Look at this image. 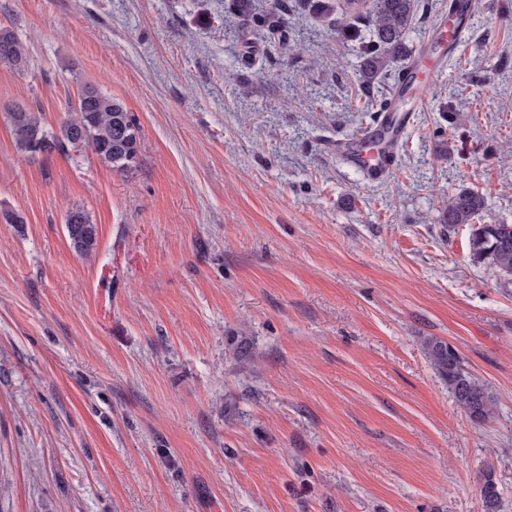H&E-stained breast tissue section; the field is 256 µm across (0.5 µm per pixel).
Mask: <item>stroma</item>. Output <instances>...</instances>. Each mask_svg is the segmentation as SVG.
I'll use <instances>...</instances> for the list:
<instances>
[{
	"mask_svg": "<svg viewBox=\"0 0 512 512\" xmlns=\"http://www.w3.org/2000/svg\"><path fill=\"white\" fill-rule=\"evenodd\" d=\"M472 2L371 182L336 153L396 76L359 80L368 6L285 0V57L233 0H0L28 53L0 64V512H485L486 471L512 512V277L440 222L472 189L475 224H512V0ZM417 4L413 51L448 18ZM87 85L139 124L134 173L17 152L8 109L55 129ZM485 208L483 195L468 189H462L456 194L446 197L442 213L441 224L448 227L457 224H470L475 216ZM65 229L74 253L81 258L92 257L98 248V227L89 212L71 209L65 216ZM427 354L440 376L448 383L456 402L476 422L482 423L492 414L493 401L487 389L462 368L456 349L440 339L425 343Z\"/></svg>",
	"mask_w": 512,
	"mask_h": 512,
	"instance_id": "stroma-1",
	"label": "stroma"
}]
</instances>
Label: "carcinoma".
I'll return each instance as SVG.
<instances>
[{
    "instance_id": "carcinoma-1",
    "label": "carcinoma",
    "mask_w": 512,
    "mask_h": 512,
    "mask_svg": "<svg viewBox=\"0 0 512 512\" xmlns=\"http://www.w3.org/2000/svg\"><path fill=\"white\" fill-rule=\"evenodd\" d=\"M245 24L264 23L253 12L251 0H235ZM415 0H371V38L361 69V81L370 84L406 53V35L413 19ZM9 46V55L0 52V64L16 70L27 64L23 43L15 33L0 27V46ZM18 152H33L32 138L45 137L52 150L68 153L76 148L89 149L98 159L120 173H129L139 162L141 129L119 100L87 87L80 95L75 112L58 129L48 128L40 113L28 109L7 113ZM485 208L483 195L468 189L446 197L441 223L467 224ZM65 229L74 253L81 258L93 256L98 248V227L89 212L71 209L65 216ZM473 258L486 262L498 273L512 276V224H479L470 239ZM427 354L440 376L448 383L456 402L476 422L492 414L493 401L487 389L462 368L456 349L440 339L425 343ZM485 512H498L500 493L490 473L480 485Z\"/></svg>"
}]
</instances>
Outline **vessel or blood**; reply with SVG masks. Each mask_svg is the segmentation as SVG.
<instances>
[{
	"mask_svg": "<svg viewBox=\"0 0 512 512\" xmlns=\"http://www.w3.org/2000/svg\"><path fill=\"white\" fill-rule=\"evenodd\" d=\"M470 0H448L449 25L436 26L429 35L430 42L455 47L462 33V23L470 15ZM431 90L422 78L415 60L405 61L392 88L389 109L377 124L361 132L354 140L337 143L342 155L364 169L370 181L382 180L396 162L395 151L385 149L381 134L393 141H401L406 134L413 113L421 111Z\"/></svg>",
	"mask_w": 512,
	"mask_h": 512,
	"instance_id": "b4317fda",
	"label": "vessel or blood"
}]
</instances>
